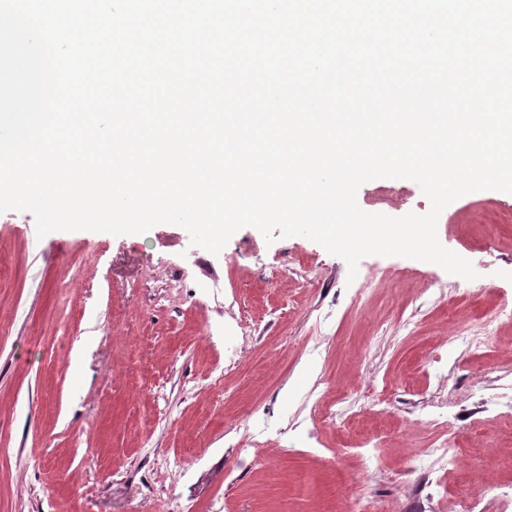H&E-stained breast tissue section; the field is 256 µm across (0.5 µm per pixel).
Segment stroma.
<instances>
[{"mask_svg":"<svg viewBox=\"0 0 512 512\" xmlns=\"http://www.w3.org/2000/svg\"><path fill=\"white\" fill-rule=\"evenodd\" d=\"M360 208L426 214L409 179ZM440 243L469 260L368 256L236 231L219 253L182 226L38 236L0 213V512H401L447 420L449 494L512 495V194H467ZM482 337L481 350L468 339ZM332 386L328 418L310 390Z\"/></svg>","mask_w":512,"mask_h":512,"instance_id":"stroma-1","label":"stroma"}]
</instances>
